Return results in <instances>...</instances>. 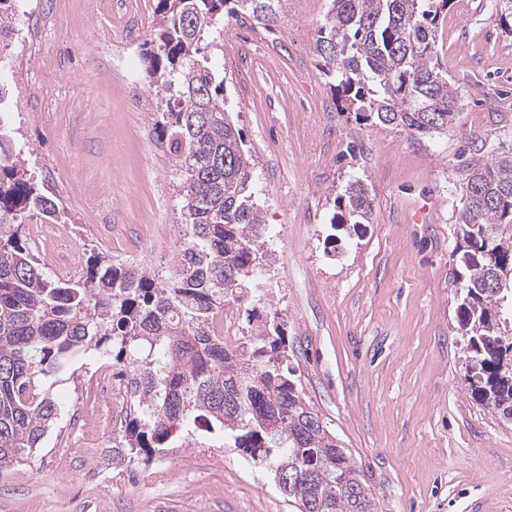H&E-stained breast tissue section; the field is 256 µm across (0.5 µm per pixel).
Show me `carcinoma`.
Segmentation results:
<instances>
[{
  "label": "carcinoma",
  "instance_id": "cac0c4a2",
  "mask_svg": "<svg viewBox=\"0 0 512 512\" xmlns=\"http://www.w3.org/2000/svg\"><path fill=\"white\" fill-rule=\"evenodd\" d=\"M281 0H158L147 74L157 126L176 167L183 241L168 274L91 255L77 278H56L25 245L29 217H62L57 197L25 179L0 139V471L38 448L57 421L47 386L71 360L112 344V367L131 369L140 396L107 464L151 456L179 433L219 429L251 449L297 512H375L356 461L305 398L280 324L235 348L217 333L224 305L251 293L270 265L254 191L255 160L224 106V75L209 49L224 14L270 27ZM450 0H330L314 44L341 110L371 126L402 128L424 145L448 135L460 97L438 62V17ZM459 267L454 326L471 397L512 420V149L485 157L475 137L457 164ZM329 235L369 222L373 199L355 181L338 199Z\"/></svg>",
  "mask_w": 512,
  "mask_h": 512
}]
</instances>
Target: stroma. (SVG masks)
<instances>
[{
	"label": "stroma",
	"mask_w": 512,
	"mask_h": 512,
	"mask_svg": "<svg viewBox=\"0 0 512 512\" xmlns=\"http://www.w3.org/2000/svg\"><path fill=\"white\" fill-rule=\"evenodd\" d=\"M57 57L38 84L0 80V115L28 178L56 195L85 267L92 253L163 273L182 232L174 166L156 127L144 55L157 0H41ZM329 0H284L269 28L224 19V100L256 162L274 261L266 300L235 305L239 325L283 321L288 354L324 424L361 466L379 512H512V425L474 401L451 323L459 263L457 155L474 136L512 148V35L494 0H451L439 62L462 98L428 147L342 113L313 52ZM139 27L132 77L101 50ZM369 223L326 243L334 200L353 181ZM78 356L54 379L57 423L23 464L0 472V512H296L270 471L222 433L177 437L150 459L102 464L120 420L104 415Z\"/></svg>",
	"instance_id": "35a3bbf8"
}]
</instances>
